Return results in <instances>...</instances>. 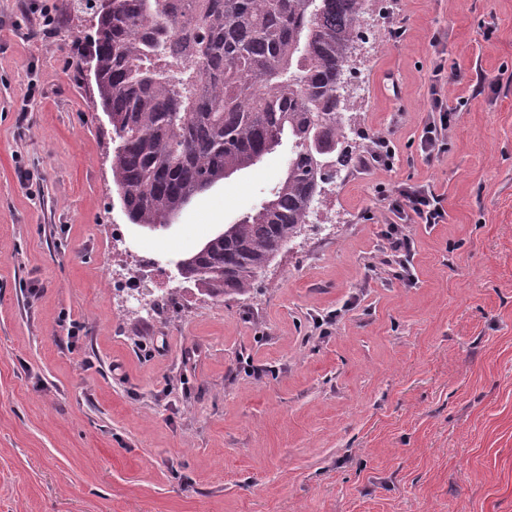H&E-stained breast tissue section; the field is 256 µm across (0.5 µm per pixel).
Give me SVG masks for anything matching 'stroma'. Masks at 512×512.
<instances>
[{
  "mask_svg": "<svg viewBox=\"0 0 512 512\" xmlns=\"http://www.w3.org/2000/svg\"><path fill=\"white\" fill-rule=\"evenodd\" d=\"M93 25L89 0H0V512H512V0H367L354 159L221 300L175 263L263 201L288 149L165 229L129 224L81 65ZM439 84L448 149L427 159ZM404 184L447 213L407 226L409 285L383 249ZM116 224L170 274L158 309L107 286ZM394 149L386 137L376 136L371 140L370 157L378 165L390 168L393 165Z\"/></svg>",
  "mask_w": 512,
  "mask_h": 512,
  "instance_id": "35a3bbf8",
  "label": "stroma"
}]
</instances>
